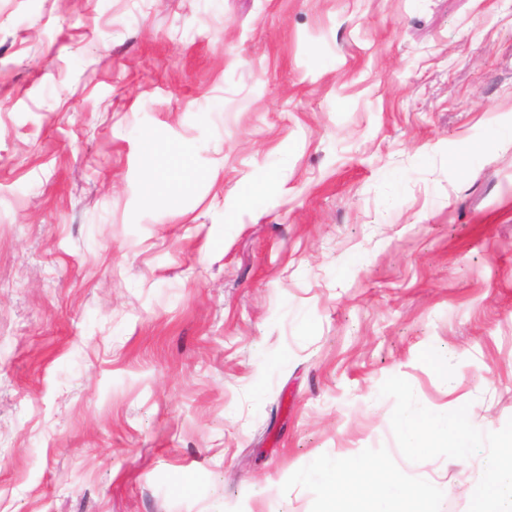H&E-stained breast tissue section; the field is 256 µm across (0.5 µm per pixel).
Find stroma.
Listing matches in <instances>:
<instances>
[{
  "label": "stroma",
  "mask_w": 512,
  "mask_h": 512,
  "mask_svg": "<svg viewBox=\"0 0 512 512\" xmlns=\"http://www.w3.org/2000/svg\"><path fill=\"white\" fill-rule=\"evenodd\" d=\"M510 128L512 0H0V512H325L336 454L468 512ZM455 402L471 457L405 453Z\"/></svg>",
  "instance_id": "obj_1"
}]
</instances>
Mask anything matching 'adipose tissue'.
I'll list each match as a JSON object with an SVG mask.
<instances>
[{
	"label": "adipose tissue",
	"instance_id": "ef3b65f1",
	"mask_svg": "<svg viewBox=\"0 0 512 512\" xmlns=\"http://www.w3.org/2000/svg\"><path fill=\"white\" fill-rule=\"evenodd\" d=\"M398 430L405 451L411 455L448 447L463 460L474 448L469 412L463 406L451 410H405ZM297 477L319 484L329 501V512H430L433 490L429 484L403 483L365 457L318 458ZM477 483L470 512H512V431L500 437L478 474Z\"/></svg>",
	"mask_w": 512,
	"mask_h": 512
}]
</instances>
